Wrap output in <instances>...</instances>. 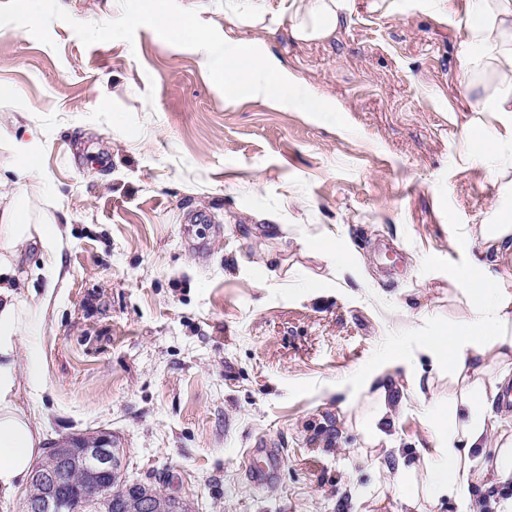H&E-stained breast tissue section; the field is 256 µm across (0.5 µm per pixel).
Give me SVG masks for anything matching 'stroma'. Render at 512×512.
I'll use <instances>...</instances> for the list:
<instances>
[{"mask_svg":"<svg viewBox=\"0 0 512 512\" xmlns=\"http://www.w3.org/2000/svg\"><path fill=\"white\" fill-rule=\"evenodd\" d=\"M143 0L0 8V163L31 130L39 173L19 193L67 215L66 275L31 342L42 450L103 430L128 479L192 512H364L380 475L347 397L390 352L423 362L465 308L455 245L498 201L489 161L460 156L456 42L465 0H343L336 31L254 38L348 127L318 112L224 103L202 51L155 27ZM88 23L77 26V16ZM275 213L288 240L266 233ZM343 252L325 279L308 249ZM430 410L402 408L400 447L428 449ZM278 449L255 487L248 454Z\"/></svg>","mask_w":512,"mask_h":512,"instance_id":"obj_1","label":"stroma"}]
</instances>
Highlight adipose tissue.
Segmentation results:
<instances>
[{"instance_id":"ef3b65f1","label":"adipose tissue","mask_w":512,"mask_h":512,"mask_svg":"<svg viewBox=\"0 0 512 512\" xmlns=\"http://www.w3.org/2000/svg\"><path fill=\"white\" fill-rule=\"evenodd\" d=\"M176 0L152 7L159 28L173 43L205 50L217 62L224 80V100L259 101L278 109L323 112L344 122L345 110L315 95L271 53L261 50L250 32L265 22H278L264 0H225L224 32L212 30L194 15L179 11ZM342 0H288L293 36L319 41L334 33L341 21ZM461 84L469 110L461 127L464 161L497 157L512 143V0H467L457 43ZM21 167H0V494L11 495L28 479L40 455L39 416L19 406L26 385L38 382L41 354L23 350L25 337L36 335L53 313L50 287L63 275L66 230L56 212L41 210L31 223L17 193L21 181L38 167L33 142L17 139ZM492 176L502 204L493 206L480 224L467 227L456 240L462 250L479 247L472 269L449 278L448 284L466 307L463 323L444 336H427L422 350L430 359L424 384L396 392L391 380L410 363L400 351L389 354L362 376L360 389L370 406L362 423L369 444H385L377 468L394 469V482L379 503L398 498L401 512H421V502L448 499L456 512H478L479 494L488 486L512 483V431L494 412L505 383L512 378V294L495 272L512 264V159L498 160ZM40 253L39 267L26 263L31 250ZM49 288L37 292L35 277ZM447 372L452 394L445 417L429 423L431 450L409 460L392 444L389 433L398 408L409 401L432 405L434 376Z\"/></svg>"}]
</instances>
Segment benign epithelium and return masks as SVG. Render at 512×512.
I'll list each match as a JSON object with an SVG mask.
<instances>
[{
    "label": "benign epithelium",
    "instance_id": "benign-epithelium-1",
    "mask_svg": "<svg viewBox=\"0 0 512 512\" xmlns=\"http://www.w3.org/2000/svg\"><path fill=\"white\" fill-rule=\"evenodd\" d=\"M58 458L66 465L79 469L84 476L86 498L98 512H118L120 498L108 480H117L123 475V449L106 434L89 433L53 448ZM32 477L45 486L42 498L29 501L24 512H63L65 502L59 497V481L47 472L35 469Z\"/></svg>",
    "mask_w": 512,
    "mask_h": 512
}]
</instances>
